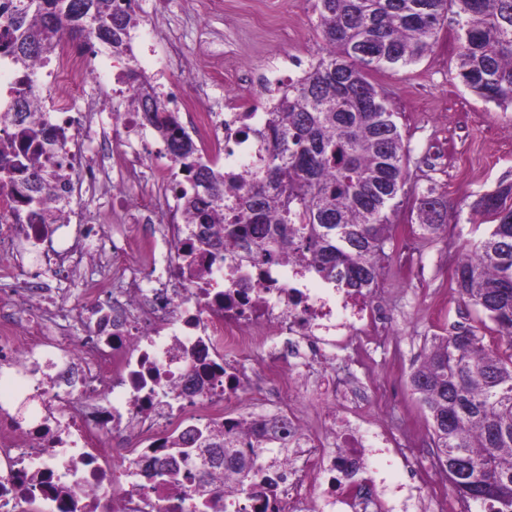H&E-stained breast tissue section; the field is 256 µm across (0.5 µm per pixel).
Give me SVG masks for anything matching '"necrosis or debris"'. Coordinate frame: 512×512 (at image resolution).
Segmentation results:
<instances>
[{
	"label": "necrosis or debris",
	"instance_id": "1",
	"mask_svg": "<svg viewBox=\"0 0 512 512\" xmlns=\"http://www.w3.org/2000/svg\"><path fill=\"white\" fill-rule=\"evenodd\" d=\"M91 50L62 42L51 68L40 70L49 102L15 108L25 73L0 49V151L18 148L25 132L42 131L36 158L46 170L64 164L51 195L31 183L0 184V276L14 282L0 299V382H22L0 395V512H288L292 500L323 499L343 512H393L377 485L363 484L376 447L391 468L411 467L409 438L389 424L360 430L354 407L325 412L312 429L291 395L328 348L354 341L357 365L372 367V344L387 340V313L335 287L311 288V267L269 261L242 247L217 251L202 242L204 225L179 219L174 191L180 168L167 160L142 113L97 109L85 87L122 85L126 70L111 57L91 67ZM173 97L181 136L200 163L246 177L258 165L252 129L267 115L236 88L224 108L196 112L207 94L194 79ZM138 186L135 201L111 192L113 181ZM133 215L153 225L167 249L161 264L132 267L135 239L89 223L87 206ZM55 212L56 223L41 216ZM128 270L113 294L89 280L67 314L48 307L47 279L80 270ZM86 334L72 340L71 323ZM252 395L250 417L286 423L288 443L269 449L264 472L275 485L249 498L224 487V451L201 448L197 429L234 427L238 396Z\"/></svg>",
	"mask_w": 512,
	"mask_h": 512
}]
</instances>
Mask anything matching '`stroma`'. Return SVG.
<instances>
[{"instance_id":"stroma-1","label":"stroma","mask_w":512,"mask_h":512,"mask_svg":"<svg viewBox=\"0 0 512 512\" xmlns=\"http://www.w3.org/2000/svg\"><path fill=\"white\" fill-rule=\"evenodd\" d=\"M162 17L145 14L140 30L149 31L155 47L143 66L153 69L155 85L168 92L182 87L178 60L163 57L171 31H178L186 56L200 78L216 87L214 100L243 75L275 63L294 72L295 60L323 55L312 14L303 0H169ZM387 93L408 150V194L394 219L398 248L384 262L377 297L393 308L391 333L400 342L399 356L383 345L372 355L379 365L375 377L358 374L362 421L377 420L376 400L395 395L397 433L430 438L427 415L413 394L408 376L426 338L444 334L462 321L497 342L491 322L476 311L462 313L451 278L467 240L487 235L491 225L472 204L500 184L512 182V108L504 109L469 91L456 77V34L443 27L432 51L415 65L376 77ZM434 189L448 205L445 231L423 233L417 217L420 199Z\"/></svg>"}]
</instances>
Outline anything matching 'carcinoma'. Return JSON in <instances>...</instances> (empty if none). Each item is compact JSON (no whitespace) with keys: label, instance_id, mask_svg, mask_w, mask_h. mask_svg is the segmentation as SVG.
Segmentation results:
<instances>
[{"label":"carcinoma","instance_id":"1","mask_svg":"<svg viewBox=\"0 0 512 512\" xmlns=\"http://www.w3.org/2000/svg\"><path fill=\"white\" fill-rule=\"evenodd\" d=\"M327 56L288 78L266 125L254 132L260 165L249 182H224L200 166L193 145L179 137L169 99L149 83L133 82L128 106L144 112L167 144L193 193L183 194L190 224L207 225L206 245L236 249L245 241L256 253L283 264L315 261L317 276L352 298H370L381 262L394 240L392 217L407 184L406 147L384 89L371 71L402 69L428 54L440 27L453 14L457 78L473 93L512 106V0H307ZM140 24L136 2L115 0H13L0 11L3 49L21 67L51 62L56 43L78 40L119 54ZM0 171L40 180L53 191L60 179L0 156ZM473 207L496 224L470 245L452 283L464 307L492 322L500 344L484 343L463 323L432 337L409 383L428 413L439 470L462 512H512V183L501 184ZM442 200L433 190L420 200V225L439 236ZM263 434L256 442L224 431V447L249 452L224 463V484L258 473ZM462 452L469 469L448 470Z\"/></svg>","mask_w":512,"mask_h":512}]
</instances>
